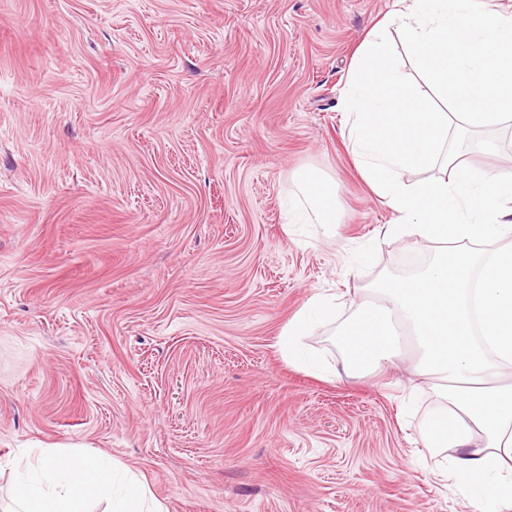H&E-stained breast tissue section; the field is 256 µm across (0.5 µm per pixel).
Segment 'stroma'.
<instances>
[{
	"label": "stroma",
	"mask_w": 512,
	"mask_h": 512,
	"mask_svg": "<svg viewBox=\"0 0 512 512\" xmlns=\"http://www.w3.org/2000/svg\"><path fill=\"white\" fill-rule=\"evenodd\" d=\"M394 0H0V512L34 445L103 453L167 512H475L426 470L410 364L341 370L335 334L431 253L357 169L343 91ZM474 166L512 167V123ZM335 236L287 234L295 174ZM336 365L288 363L283 327ZM296 177L309 208L304 206L299 197H294L290 202L289 226L309 220L310 211L315 215L317 224H322L326 231L333 232L335 224H338L335 182L310 170L298 172ZM336 320V296L314 295L299 310L294 319L282 329L279 339L281 350L288 355L289 361H302L308 368L320 371V366L313 360H302L300 339L318 324Z\"/></svg>",
	"instance_id": "stroma-1"
}]
</instances>
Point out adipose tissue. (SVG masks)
<instances>
[{"label": "adipose tissue", "mask_w": 512, "mask_h": 512, "mask_svg": "<svg viewBox=\"0 0 512 512\" xmlns=\"http://www.w3.org/2000/svg\"><path fill=\"white\" fill-rule=\"evenodd\" d=\"M407 52L447 104L439 110L410 83L378 27L346 82L344 110L359 171L392 210L381 236L432 244L436 253L408 279H384L339 332L350 371L397 363L403 349L432 383L437 405L420 421L429 473L456 484L479 512L512 507V173L475 168L468 150L449 147L450 133L479 132L512 121V14L478 8L476 0H396L390 19ZM439 178L411 181L418 169ZM302 198L289 221L338 222L335 182L298 173ZM336 319V299L310 298L283 328L279 345L300 360V339ZM456 449L454 458L445 449ZM12 489L14 512H166L145 482L129 479L113 495L116 466L102 454L80 458L28 448Z\"/></svg>", "instance_id": "obj_1"}]
</instances>
